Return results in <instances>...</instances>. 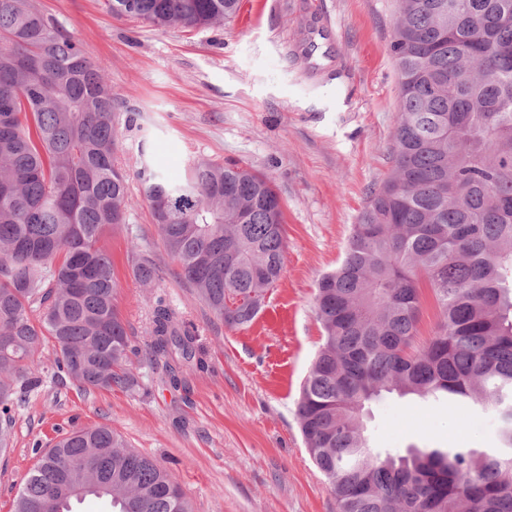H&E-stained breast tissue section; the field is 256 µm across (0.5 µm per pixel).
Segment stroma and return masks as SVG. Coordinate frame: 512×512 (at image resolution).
<instances>
[{"label": "stroma", "mask_w": 512, "mask_h": 512, "mask_svg": "<svg viewBox=\"0 0 512 512\" xmlns=\"http://www.w3.org/2000/svg\"><path fill=\"white\" fill-rule=\"evenodd\" d=\"M35 4L106 68L129 195L125 228L103 245L144 385L135 393L83 391L57 380L54 348L41 347V384L11 410L0 512H11L40 453L93 425L111 426L170 471L193 512H336L304 444L296 401L322 344L317 282L340 261L392 166L396 0H240L232 17L195 29L116 19L105 0ZM310 41L317 49L308 56ZM200 157L266 175L283 205L282 276L253 323L236 329L178 277L137 177L147 165L176 179ZM134 244L164 271L151 287L133 276ZM159 298L195 339L196 356L175 387L145 354ZM369 411L376 448L497 445L494 414L444 400L385 394Z\"/></svg>", "instance_id": "obj_1"}]
</instances>
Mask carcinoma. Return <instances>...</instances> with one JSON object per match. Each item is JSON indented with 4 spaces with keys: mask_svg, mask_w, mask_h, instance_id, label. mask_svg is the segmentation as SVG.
<instances>
[{
    "mask_svg": "<svg viewBox=\"0 0 512 512\" xmlns=\"http://www.w3.org/2000/svg\"><path fill=\"white\" fill-rule=\"evenodd\" d=\"M397 0L399 75L392 168L315 296L323 344L297 402L306 448L338 512H512V0ZM239 0H107L155 27L224 21ZM112 91L99 65L34 0H0V452L11 404L39 381L35 354L84 391L140 387L102 241L126 224ZM139 180L177 274L230 328L250 324L283 269L280 199L264 175L199 159L171 180ZM134 278L159 280L132 255ZM437 312L416 342L422 285ZM149 362L178 383L195 357L174 311L151 314ZM490 409L498 446L369 443L366 406L382 393ZM116 512H192L173 476L108 426L81 428L40 455L12 512H70L72 484Z\"/></svg>",
    "mask_w": 512,
    "mask_h": 512,
    "instance_id": "cac0c4a2",
    "label": "carcinoma"
}]
</instances>
